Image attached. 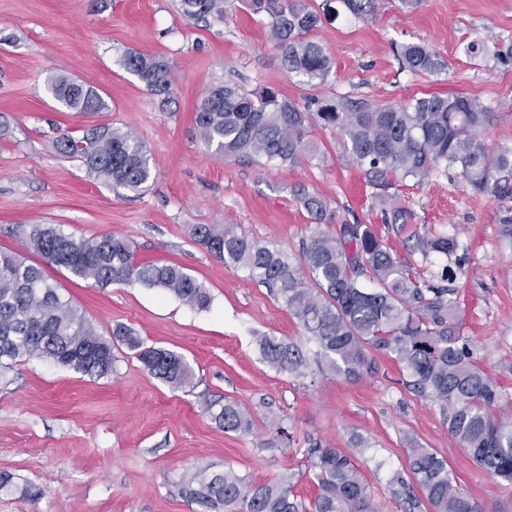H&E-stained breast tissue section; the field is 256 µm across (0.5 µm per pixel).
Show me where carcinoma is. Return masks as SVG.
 Listing matches in <instances>:
<instances>
[{"label": "carcinoma", "instance_id": "carcinoma-1", "mask_svg": "<svg viewBox=\"0 0 512 512\" xmlns=\"http://www.w3.org/2000/svg\"><path fill=\"white\" fill-rule=\"evenodd\" d=\"M356 19L375 16L376 0H342ZM249 11L270 21V38L289 71L316 85L333 74L325 48L310 37L321 22L305 0H246ZM188 20L223 17V0H180ZM402 67L412 73L443 70L439 54L421 43L400 48ZM124 67L162 101L169 99L171 66L162 57L129 52ZM52 96L72 112H104L107 102L77 80L58 75L48 82ZM490 107L475 96L430 95L398 105L350 107L335 97L304 104L266 89L251 93L234 84L209 87L196 107L201 141L226 158L293 165L316 154L308 140L312 127L332 128L343 139L349 158L363 169L375 189L383 223L401 232L413 211L396 204L389 190L406 181L421 183L453 171L475 193L512 199V146L491 149L481 137L493 121ZM64 157H78L88 175L113 189L138 193L154 174L148 151L138 137L110 126L93 128L82 138L63 135L55 143ZM299 201L314 224H336L335 212L314 194ZM193 235L230 270L244 269L265 284L318 346L324 370L358 377L371 368L369 352L391 355L406 372V386L439 405L448 433L473 461L495 479L512 483V420L500 417L505 394L473 360L462 336L458 290L424 277L400 261L366 224H337L303 244L299 257L273 249L239 233L232 225H198ZM413 249L422 260L457 255V237L413 232ZM27 248L39 261L0 251V366L28 356L52 361L78 373L103 378L115 370L114 343L136 352L155 377L176 388L192 384L193 372L177 354L146 347L136 333L118 325L112 339L97 334L86 318L63 299L44 272L61 267L99 288L140 283L161 287L198 309L211 297L177 264H142L132 243L118 235L76 237L45 224L27 233ZM376 284L370 288L366 281ZM262 360L277 371L301 376L307 357L295 343L259 336ZM206 413L226 432L248 433L253 421L232 400L210 402ZM411 480L403 488L406 512L422 505L428 512H482L481 506L451 476L447 460L408 440ZM309 470L318 487L309 502L294 494L291 477L254 483L231 468L197 472L182 479L180 493L201 512H377L368 485L353 457L319 443L307 449Z\"/></svg>", "mask_w": 512, "mask_h": 512}]
</instances>
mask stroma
<instances>
[{"label":"stroma","instance_id":"obj_1","mask_svg":"<svg viewBox=\"0 0 512 512\" xmlns=\"http://www.w3.org/2000/svg\"><path fill=\"white\" fill-rule=\"evenodd\" d=\"M322 8L312 36L335 62L323 86L288 71L268 22L244 0H226L224 17L186 20L178 0H0V250L28 261L33 224L78 237L129 239L141 262H173L211 296L198 310L160 287L139 283L97 288L65 269L48 275L104 337L122 324L145 345L182 356L194 384L175 389L151 375L134 351L115 345L116 372L96 379L47 360L20 357L0 369V472L17 486L0 495V512H197L179 493L184 475L232 467L252 482L292 475L293 491L314 498L305 454L318 442L351 452L379 512H404L395 474H407V439L447 459L455 480L483 512H512V486L480 469L449 435L440 408L405 385L400 364L371 352L359 379L320 372L278 373L255 343L267 335L317 347L247 271H233L198 244V224H231L237 232L298 253L316 230L299 203L322 196L338 220L368 224L392 252L422 268L409 232L388 230L363 170L348 161L338 133L313 127L316 156L293 165L256 164L215 154L200 140L196 105L215 82L245 90L277 89L302 103L333 96L353 103H403L428 93L479 97L494 114L482 137L512 145V62L473 57L467 46L512 41V0H378L377 18L360 21L341 0H308ZM420 42L445 62L437 74L403 70L396 49ZM137 51L169 61L168 102L125 69ZM61 73L92 86L108 111H69L47 89ZM109 124L146 145L155 178L137 194L112 190L81 161L55 149L63 134L82 136ZM414 213L410 230L444 232L465 248L449 269L459 291L461 331L478 365L512 398V240L499 233L512 202L476 194L452 173L394 189ZM230 398L250 413L253 429L224 431L205 411ZM362 436L368 447L351 445ZM40 490L31 499L22 490Z\"/></svg>","mask_w":512,"mask_h":512}]
</instances>
